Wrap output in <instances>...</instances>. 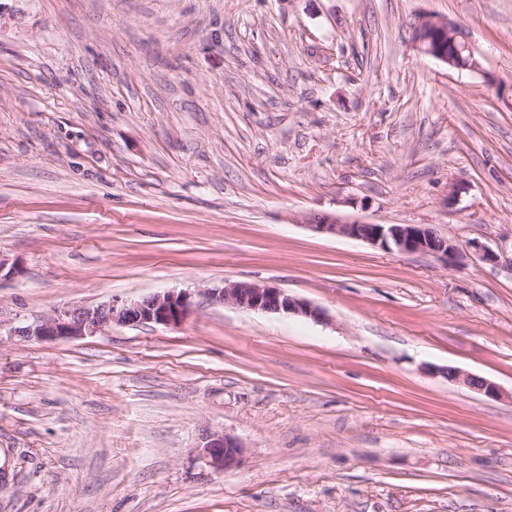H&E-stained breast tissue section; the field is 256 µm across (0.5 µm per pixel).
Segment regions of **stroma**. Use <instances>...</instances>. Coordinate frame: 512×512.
Listing matches in <instances>:
<instances>
[{
  "mask_svg": "<svg viewBox=\"0 0 512 512\" xmlns=\"http://www.w3.org/2000/svg\"><path fill=\"white\" fill-rule=\"evenodd\" d=\"M320 216L512 250V0H0V322L227 280L329 317L4 341L0 512H512V401L425 371L512 390V272ZM457 39L453 25L446 19L434 16L425 17L414 35L417 51L455 69H477L479 64L474 57L475 48L472 42L466 38L463 46H460ZM309 227L316 233L359 239L405 254L427 253L458 265L466 252L455 240L438 236L431 227L420 224H375L320 217ZM435 372L437 374L443 375L444 377H447L450 381L461 384L473 391L484 394L487 397L493 399L510 398L512 401V391L509 395L508 393H505L497 384L484 377L453 367H448L447 369H437ZM198 448L213 468L223 470L238 465L244 447L237 438L215 431L205 433Z\"/></svg>",
  "mask_w": 512,
  "mask_h": 512,
  "instance_id": "35a3bbf8",
  "label": "stroma"
}]
</instances>
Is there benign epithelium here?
<instances>
[{
  "label": "benign epithelium",
  "mask_w": 512,
  "mask_h": 512,
  "mask_svg": "<svg viewBox=\"0 0 512 512\" xmlns=\"http://www.w3.org/2000/svg\"><path fill=\"white\" fill-rule=\"evenodd\" d=\"M414 42L417 51L452 68H478L472 42L467 39L464 44H459L453 25L446 19L425 17L415 31ZM310 228L319 234L359 239L400 253L433 254L450 267L460 264L466 256L463 247L455 240L438 236L426 225L341 221L325 216L318 218ZM469 247L482 261L512 272V258L507 259L503 254L475 241ZM196 296L203 297L213 305L301 315L319 322L326 321V314L322 310L279 288L245 281H226L220 287L199 288L194 292L166 290L137 300L113 298L96 306L64 305L6 330L7 335L24 342H48L81 339L115 325H177L194 310ZM436 373L487 397L512 399V394L505 393L494 382L476 374L453 367L438 369ZM199 448L202 457L219 470L238 465L242 454V444L237 438L217 431L205 433Z\"/></svg>",
  "instance_id": "benign-epithelium-1"
}]
</instances>
